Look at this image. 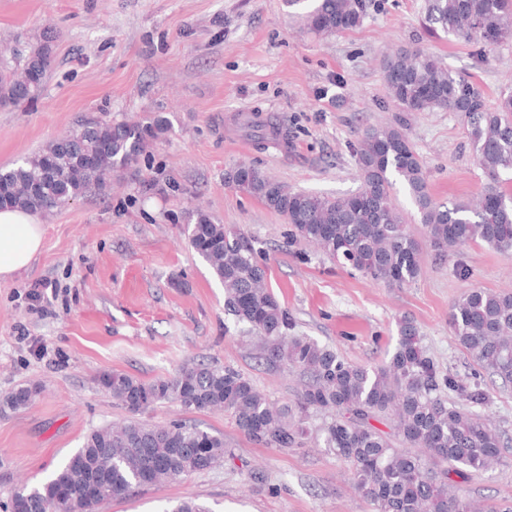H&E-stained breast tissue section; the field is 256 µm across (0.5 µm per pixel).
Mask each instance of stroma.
<instances>
[{
	"label": "stroma",
	"instance_id": "1",
	"mask_svg": "<svg viewBox=\"0 0 512 512\" xmlns=\"http://www.w3.org/2000/svg\"><path fill=\"white\" fill-rule=\"evenodd\" d=\"M426 3L366 0L359 27L322 36L285 0H0V51L44 43L51 55L36 99L0 106V168L87 119L160 117L170 126L121 178L42 217L40 253L0 281V399L20 387L34 393L27 407L0 406V504L49 478L90 431L127 418L100 386L103 373L152 381L214 362L273 401L294 398L298 376L260 362L259 339L228 314L223 286L188 245L183 230L198 210L254 241L296 334L374 365L391 356L407 317L431 357L462 367L450 306L469 287L512 289V255L469 243L441 261L426 249L420 277L392 288L292 242L283 216L228 179L245 162L293 191L350 194L360 186L353 145L368 130L401 123L427 162L432 197L475 201L485 177L459 117L399 111L383 66L396 50L424 49L494 106L512 93V41L484 47L430 34ZM241 112L286 128L287 144L255 143L236 119ZM37 282L46 285L43 313L26 297ZM143 418L208 427L233 457L107 500L99 512H163L184 498L212 512H370L346 466L314 443L265 448L230 413L176 403ZM462 492L479 505L512 506V466L473 476Z\"/></svg>",
	"mask_w": 512,
	"mask_h": 512
}]
</instances>
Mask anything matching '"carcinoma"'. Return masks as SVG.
Listing matches in <instances>:
<instances>
[{
	"instance_id": "1",
	"label": "carcinoma",
	"mask_w": 512,
	"mask_h": 512,
	"mask_svg": "<svg viewBox=\"0 0 512 512\" xmlns=\"http://www.w3.org/2000/svg\"><path fill=\"white\" fill-rule=\"evenodd\" d=\"M364 12L365 0H315L306 12L307 27L318 34L343 33L360 25ZM425 23L457 40L499 45L512 41V0H428ZM50 65L44 44L10 60L0 54V103L20 107L33 101ZM383 73L399 111L461 117L486 175L476 204L434 201L426 161L400 123L368 131L354 147L361 186L353 195L294 192L251 164L235 168L234 188L284 216L293 239L390 287L419 277L425 245L440 260L478 240L512 254V196L501 179L512 172V95L488 108L478 86L420 48L396 52ZM168 131L159 118L83 121L20 164L0 169V209L55 213L86 190L105 187L112 174L137 165L149 144ZM270 137L288 144V131L280 127L253 130L257 143ZM398 183L426 228L423 243L396 202ZM185 234L222 282L228 313L258 335L261 358L298 373L301 389L277 405L238 370L204 361L151 382L104 373L100 385L129 417L89 432L51 479L17 489L11 497L17 512H80L92 495L101 504L223 463L230 456L223 436L182 420L156 426L139 418L169 401L200 412L226 410L249 440L280 450L303 447L312 433L310 420L322 416L323 448L348 465L349 482L371 512H512L496 505L479 509L459 488V481L505 462L508 451L501 430L478 411L488 394L477 374L512 383V291L467 288L453 302V339L470 358L472 373L443 370L406 317L389 360L368 367L306 336L288 334V309L268 288L260 251L241 230L215 224L198 211ZM32 395L21 387L5 401L24 408ZM386 418L393 420L396 442L373 425ZM165 512L213 510L186 499Z\"/></svg>"
}]
</instances>
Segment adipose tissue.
I'll list each match as a JSON object with an SVG mask.
<instances>
[{
  "mask_svg": "<svg viewBox=\"0 0 512 512\" xmlns=\"http://www.w3.org/2000/svg\"><path fill=\"white\" fill-rule=\"evenodd\" d=\"M43 227L36 215L0 210V281L27 269L43 245Z\"/></svg>",
  "mask_w": 512,
  "mask_h": 512,
  "instance_id": "1",
  "label": "adipose tissue"
}]
</instances>
